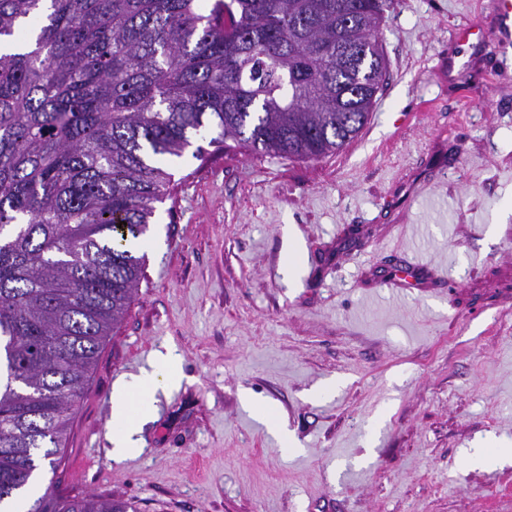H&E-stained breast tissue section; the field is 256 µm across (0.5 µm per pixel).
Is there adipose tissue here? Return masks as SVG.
Here are the masks:
<instances>
[{
	"label": "adipose tissue",
	"instance_id": "1",
	"mask_svg": "<svg viewBox=\"0 0 512 512\" xmlns=\"http://www.w3.org/2000/svg\"><path fill=\"white\" fill-rule=\"evenodd\" d=\"M178 356L174 351L159 354L155 366L150 373L144 374L134 383L118 384L112 394V455L120 458L139 444L138 421L132 411L135 405L146 402L159 388L178 385L181 381L175 371Z\"/></svg>",
	"mask_w": 512,
	"mask_h": 512
}]
</instances>
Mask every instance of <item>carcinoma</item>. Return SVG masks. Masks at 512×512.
Instances as JSON below:
<instances>
[{"mask_svg":"<svg viewBox=\"0 0 512 512\" xmlns=\"http://www.w3.org/2000/svg\"><path fill=\"white\" fill-rule=\"evenodd\" d=\"M0 0V504L55 466L194 136L318 160L367 123L393 0ZM358 47L349 68L340 50ZM25 512H135L47 487Z\"/></svg>","mask_w":512,"mask_h":512,"instance_id":"obj_1","label":"carcinoma"}]
</instances>
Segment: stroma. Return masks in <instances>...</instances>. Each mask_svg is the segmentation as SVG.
<instances>
[{
	"instance_id": "1",
	"label": "stroma",
	"mask_w": 512,
	"mask_h": 512,
	"mask_svg": "<svg viewBox=\"0 0 512 512\" xmlns=\"http://www.w3.org/2000/svg\"><path fill=\"white\" fill-rule=\"evenodd\" d=\"M489 2L394 0L373 112L335 153L167 161L144 276L44 482L138 512H512V464L465 465L512 448V47L454 43ZM407 260L428 285L387 287ZM166 349L184 380L113 459L112 390ZM512 459V448L507 451L488 450L482 448L472 454L468 463L473 467L485 468L489 466H503Z\"/></svg>"
}]
</instances>
